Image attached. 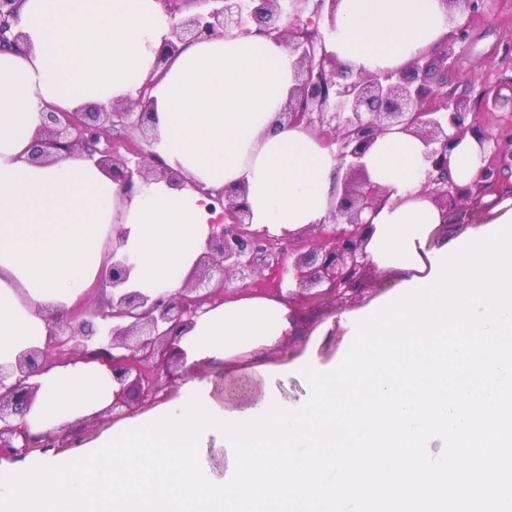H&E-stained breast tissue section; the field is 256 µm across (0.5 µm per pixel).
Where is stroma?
<instances>
[{"mask_svg":"<svg viewBox=\"0 0 512 512\" xmlns=\"http://www.w3.org/2000/svg\"><path fill=\"white\" fill-rule=\"evenodd\" d=\"M465 24L464 37L454 45V67L439 85L442 91L467 99L472 122L481 130L493 131L499 118L512 115V0H485L483 12L466 19ZM485 88L496 100L489 111L481 101V91ZM395 283L394 276L372 268L351 301H330L300 309L297 337L269 351L266 361L292 360L311 349L316 350L323 362L335 361L348 345L339 315L380 302ZM112 426L110 411L103 410L64 425L56 436L60 446L68 452L91 445Z\"/></svg>","mask_w":512,"mask_h":512,"instance_id":"35a3bbf8","label":"stroma"}]
</instances>
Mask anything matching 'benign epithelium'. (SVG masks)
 I'll return each mask as SVG.
<instances>
[{
	"label": "benign epithelium",
	"instance_id": "1",
	"mask_svg": "<svg viewBox=\"0 0 512 512\" xmlns=\"http://www.w3.org/2000/svg\"><path fill=\"white\" fill-rule=\"evenodd\" d=\"M18 2L0 0V43L6 40L11 22L17 20ZM199 2L208 9L172 26L170 37L164 39L159 50L157 65L166 64L181 44L223 35L231 24L240 23L244 14L255 22L256 33L284 43L296 56V76L301 81L281 115L289 122H317L327 127L338 144L335 224L325 242L311 249H305L302 238L290 240L286 248L279 247L275 240L248 230L244 188H226L218 193L217 201L228 223L209 238L192 272L191 285L175 294L156 297L138 290L112 295L98 310L103 329L97 336L86 329L84 321L70 326L66 334L58 329L51 331L48 348L108 364L112 380L122 386L114 408L132 402L147 406L156 403L158 377L167 365L166 355L192 324L196 310L203 304L215 305L217 296L227 291L229 278L246 283L256 272L259 255L279 265L285 253L296 254L293 278L311 290L303 302L307 307L356 295L372 266L366 245L373 225L362 214L374 210L382 200L359 159L379 135L396 129L420 137L429 147L423 188L448 217L438 228L439 234L469 223L471 213L458 206L457 200L498 190L502 162L507 157L504 147H512V118L500 125L498 134L485 133L465 124V100L441 97L427 81L431 73L448 74L454 43L464 34L462 27L451 31L438 48L416 57L403 72L367 74L338 83L335 56L326 50L317 29L310 30L302 23L309 0ZM137 106L133 102L110 112L47 113V124L41 128L43 150L35 153V158H46L50 149L80 148L99 153L112 162V178L126 193L133 191L137 177L178 182V173L160 164L152 154L141 155L133 167L117 155L116 145L107 136L108 126L125 122ZM468 133L487 143L491 154L484 157L473 184L460 187L448 175V152ZM102 142L105 147L101 149ZM130 270L127 258L111 252L106 285L113 289L123 285ZM46 368L44 351L39 347L21 352L8 367L0 364V459L56 447L54 438L42 436L32 441L21 427L10 422L11 416L26 411L35 397L37 386L27 380Z\"/></svg>",
	"mask_w": 512,
	"mask_h": 512
}]
</instances>
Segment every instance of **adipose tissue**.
Masks as SVG:
<instances>
[{
    "label": "adipose tissue",
    "mask_w": 512,
    "mask_h": 512,
    "mask_svg": "<svg viewBox=\"0 0 512 512\" xmlns=\"http://www.w3.org/2000/svg\"><path fill=\"white\" fill-rule=\"evenodd\" d=\"M16 45L0 50V363L44 345L46 310L70 307L96 282L113 239L132 270L127 288L174 293L224 221L212 197L244 186L254 229L281 237L328 223L336 194L334 143L305 124L279 122L296 84L284 44L241 29L182 45L165 70L157 54L173 23L159 0H21ZM450 30L444 0H339L327 49L351 75L400 71L436 48ZM144 99L152 152L185 182L137 181L132 194L84 151H51L33 162L48 112ZM425 144L391 131L365 154L383 194L367 246L400 285L425 280L440 251L444 217L422 192ZM484 150L465 137L451 152L452 180L472 182ZM285 301L240 297L202 306L179 341L188 363L241 354L263 359L294 336ZM37 398L19 423L39 436L115 402L120 386L96 360L52 366L33 376ZM221 411L262 407L266 381L249 374L244 395L187 372Z\"/></svg>",
    "instance_id": "1"
}]
</instances>
